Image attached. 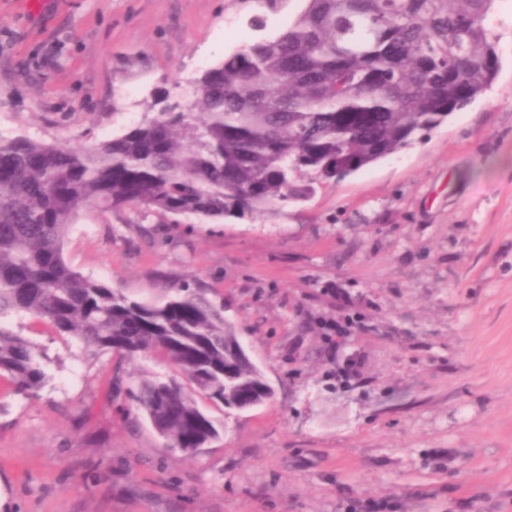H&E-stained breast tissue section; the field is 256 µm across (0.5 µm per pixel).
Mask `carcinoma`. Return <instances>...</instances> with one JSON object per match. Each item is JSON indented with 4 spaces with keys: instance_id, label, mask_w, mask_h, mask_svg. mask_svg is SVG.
I'll use <instances>...</instances> for the list:
<instances>
[{
    "instance_id": "1",
    "label": "carcinoma",
    "mask_w": 512,
    "mask_h": 512,
    "mask_svg": "<svg viewBox=\"0 0 512 512\" xmlns=\"http://www.w3.org/2000/svg\"><path fill=\"white\" fill-rule=\"evenodd\" d=\"M305 2L286 29L205 70L184 102L156 94L121 134L88 146L0 137V374L18 391L46 381L38 347L12 324L33 317L85 350L173 365L133 395L173 450L194 454L218 435L196 397L237 409L272 398L202 289L141 302L72 269L63 244L85 214L207 223L305 200L466 108L499 72L495 0Z\"/></svg>"
}]
</instances>
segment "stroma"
<instances>
[{
    "label": "stroma",
    "instance_id": "obj_1",
    "mask_svg": "<svg viewBox=\"0 0 512 512\" xmlns=\"http://www.w3.org/2000/svg\"><path fill=\"white\" fill-rule=\"evenodd\" d=\"M304 7L0 0V126L109 138L126 90L146 112ZM490 26L501 67L481 98L307 201L220 224H141L132 208L74 224V270L143 302L195 282L275 394L202 402L220 436L190 456L132 418L129 389L171 365L22 318L51 379L25 396L0 376V512H512V0ZM353 358L358 377L341 380Z\"/></svg>",
    "mask_w": 512,
    "mask_h": 512
}]
</instances>
